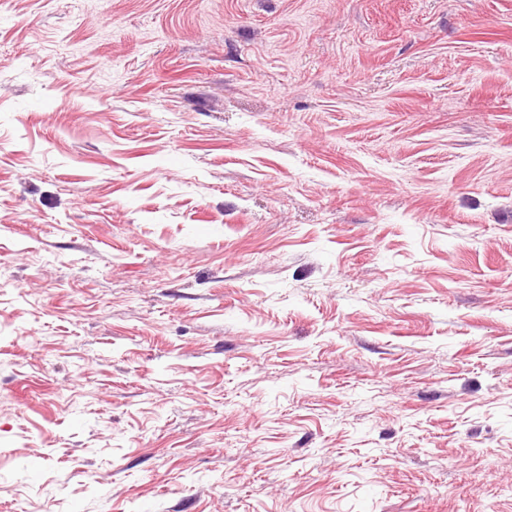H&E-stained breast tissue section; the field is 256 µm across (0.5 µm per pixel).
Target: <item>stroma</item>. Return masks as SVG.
I'll use <instances>...</instances> for the list:
<instances>
[{
  "mask_svg": "<svg viewBox=\"0 0 512 512\" xmlns=\"http://www.w3.org/2000/svg\"><path fill=\"white\" fill-rule=\"evenodd\" d=\"M512 512V0H0V512Z\"/></svg>",
  "mask_w": 512,
  "mask_h": 512,
  "instance_id": "obj_1",
  "label": "stroma"
}]
</instances>
